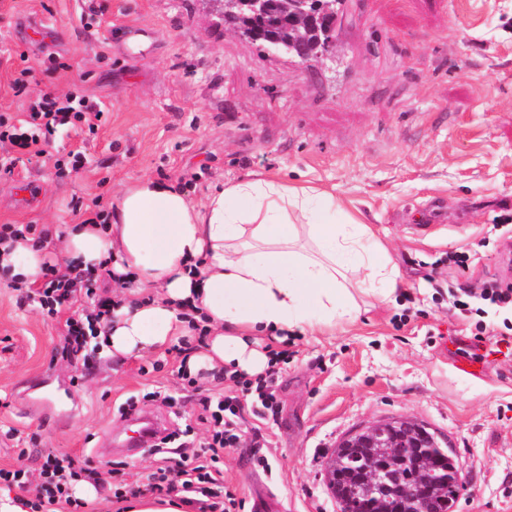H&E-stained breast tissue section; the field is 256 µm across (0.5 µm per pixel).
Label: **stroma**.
Returning <instances> with one entry per match:
<instances>
[{
    "label": "stroma",
    "mask_w": 512,
    "mask_h": 512,
    "mask_svg": "<svg viewBox=\"0 0 512 512\" xmlns=\"http://www.w3.org/2000/svg\"><path fill=\"white\" fill-rule=\"evenodd\" d=\"M346 2L335 44L306 66L243 41L210 0H0V117L15 122L42 94L73 89L104 107L94 133L59 128L47 157L0 175V225L54 229L45 251L56 260L58 231L146 177L186 186L197 204L255 177L330 194L371 228L401 286L388 300L361 296L335 333L291 344L277 414H245L224 451L235 512H255L263 495L279 512H337L326 460L349 432L389 417L445 435L468 486L456 512H512V356L493 338L504 317L459 316L425 279L451 252H476L468 268L437 270L464 286L503 276L512 257V0ZM128 24L140 39H126ZM77 149L85 166L58 174L55 160ZM64 334L0 274V466L88 459L104 485L86 512H116L106 483L135 484L156 459L151 448L102 451L104 431L129 432L126 399L174 432L200 395L238 389L203 370L185 391L170 345L99 350L87 370L62 357ZM478 349L490 354L481 377L457 372V356ZM155 390L169 402L149 400Z\"/></svg>",
    "instance_id": "stroma-1"
}]
</instances>
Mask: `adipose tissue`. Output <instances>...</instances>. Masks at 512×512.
Masks as SVG:
<instances>
[{
	"instance_id": "1",
	"label": "adipose tissue",
	"mask_w": 512,
	"mask_h": 512,
	"mask_svg": "<svg viewBox=\"0 0 512 512\" xmlns=\"http://www.w3.org/2000/svg\"><path fill=\"white\" fill-rule=\"evenodd\" d=\"M66 261L133 274L139 300L118 305L100 342L115 356L140 354L189 335L179 303L197 306L209 329L189 371L258 374L270 359L263 338L330 330L352 317L355 297H386L397 275L371 229L336 221V204L314 189L246 179L192 204L174 184L143 179L113 200L107 225L71 224ZM45 252L0 246V271L41 284Z\"/></svg>"
}]
</instances>
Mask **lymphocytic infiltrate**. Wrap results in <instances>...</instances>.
I'll return each instance as SVG.
<instances>
[{
    "instance_id": "lymphocytic-infiltrate-1",
    "label": "lymphocytic infiltrate",
    "mask_w": 512,
    "mask_h": 512,
    "mask_svg": "<svg viewBox=\"0 0 512 512\" xmlns=\"http://www.w3.org/2000/svg\"><path fill=\"white\" fill-rule=\"evenodd\" d=\"M101 115L99 104L76 91L61 96L42 95L28 111L29 126L43 128L49 134L66 125L77 131L83 130L92 118ZM28 128L14 125L0 128V144H9L12 149L11 154L0 157L1 170L12 171L20 154L45 156L40 138L29 133ZM31 295L48 317L64 318L63 354L70 359H85L89 339L98 338L112 314L110 301L95 300L88 272L76 266L61 270L57 265H47L44 284L32 289ZM82 297L91 299V306L84 308L81 314L70 315L71 305ZM448 302L451 308L463 313L471 311L477 302L505 309L512 307V284L492 279L477 288L452 285L448 288ZM289 357L288 350L274 352L267 370L252 377L238 371L230 373V380L241 386V396H249V404H242L241 396H227L215 402L202 398L199 420L209 432L207 446L197 450L191 441L165 436L163 442L170 447L169 455L161 457L152 470L142 475L149 491L159 496L179 495L181 501L195 508L196 512H232L235 500L224 486V473L219 463L225 449L233 447L239 440L238 429L244 409H251L259 417L275 413L277 366L287 362ZM83 481L92 484L98 481V473L89 460L72 456L47 458L41 467L35 496L27 502L30 512H45L48 506L60 502L69 506L70 512H82L85 503L75 497L74 489Z\"/></svg>"
}]
</instances>
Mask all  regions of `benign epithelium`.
Here are the masks:
<instances>
[{
	"label": "benign epithelium",
	"instance_id": "obj_1",
	"mask_svg": "<svg viewBox=\"0 0 512 512\" xmlns=\"http://www.w3.org/2000/svg\"><path fill=\"white\" fill-rule=\"evenodd\" d=\"M224 6L230 9L246 7L259 17L266 10V0H224ZM286 16L290 26L306 31V36L296 43V62L307 64L329 50L333 42L331 31L320 29V24L326 25L336 18V0H286ZM396 423L395 418L385 419L355 430L342 440L340 447L392 448L404 465L408 463L410 449L419 447V443L407 441L396 429ZM441 480L443 476L434 469L427 470L416 480L404 479L384 462L373 468L370 477L372 484L394 491L396 512H439L431 488Z\"/></svg>",
	"mask_w": 512,
	"mask_h": 512
}]
</instances>
